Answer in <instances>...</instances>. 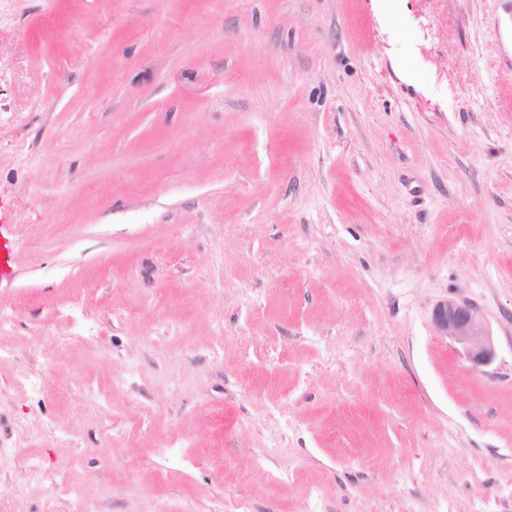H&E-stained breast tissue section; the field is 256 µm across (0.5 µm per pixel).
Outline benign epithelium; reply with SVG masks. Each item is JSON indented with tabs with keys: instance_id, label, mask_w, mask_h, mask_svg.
Masks as SVG:
<instances>
[{
	"instance_id": "7a95c632",
	"label": "benign epithelium",
	"mask_w": 512,
	"mask_h": 512,
	"mask_svg": "<svg viewBox=\"0 0 512 512\" xmlns=\"http://www.w3.org/2000/svg\"><path fill=\"white\" fill-rule=\"evenodd\" d=\"M433 321L438 333L458 344L473 366L491 362L494 344L472 304L455 299L443 300L435 306Z\"/></svg>"
}]
</instances>
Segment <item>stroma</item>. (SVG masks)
<instances>
[{
    "mask_svg": "<svg viewBox=\"0 0 512 512\" xmlns=\"http://www.w3.org/2000/svg\"><path fill=\"white\" fill-rule=\"evenodd\" d=\"M394 3L0 0L15 512H512V45ZM433 321L440 336L458 344L473 366L491 362L494 344L472 304L447 298L435 306Z\"/></svg>",
    "mask_w": 512,
    "mask_h": 512,
    "instance_id": "1",
    "label": "stroma"
}]
</instances>
